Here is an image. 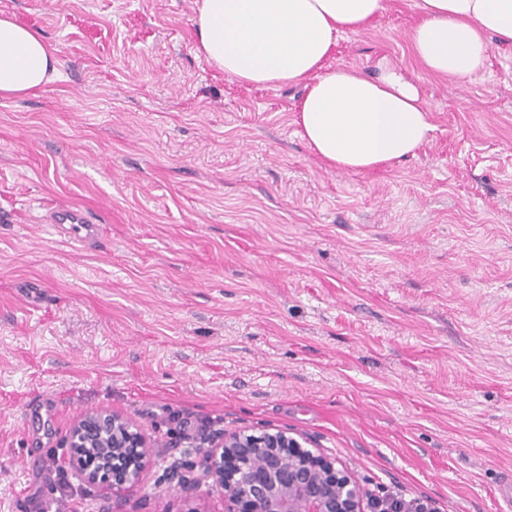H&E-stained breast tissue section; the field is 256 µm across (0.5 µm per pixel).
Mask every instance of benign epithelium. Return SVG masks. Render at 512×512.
Masks as SVG:
<instances>
[{"label":"benign epithelium","mask_w":512,"mask_h":512,"mask_svg":"<svg viewBox=\"0 0 512 512\" xmlns=\"http://www.w3.org/2000/svg\"><path fill=\"white\" fill-rule=\"evenodd\" d=\"M157 447L131 419L107 409L82 417L64 440L68 464L115 499L139 482L141 463ZM199 451L202 477H179L177 491L192 497L205 484L222 493L224 512H432L414 501L365 498L336 461L280 430L205 436Z\"/></svg>","instance_id":"7a95c632"}]
</instances>
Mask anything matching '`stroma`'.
I'll return each instance as SVG.
<instances>
[{
    "label": "stroma",
    "mask_w": 512,
    "mask_h": 512,
    "mask_svg": "<svg viewBox=\"0 0 512 512\" xmlns=\"http://www.w3.org/2000/svg\"><path fill=\"white\" fill-rule=\"evenodd\" d=\"M197 0H0L59 71L0 98V512H69L98 488L59 468L84 415L161 441L118 512H224L202 435L278 429L369 494L503 512L512 476V46L482 77L427 72L416 0H385L334 68L387 59L434 131L403 165L323 166L301 87L243 86L195 53ZM94 207L95 248L44 209ZM46 301L32 306V286ZM31 400L51 409L22 419Z\"/></svg>",
    "instance_id": "obj_1"
}]
</instances>
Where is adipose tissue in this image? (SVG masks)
Wrapping results in <instances>:
<instances>
[{"label":"adipose tissue","instance_id":"1","mask_svg":"<svg viewBox=\"0 0 512 512\" xmlns=\"http://www.w3.org/2000/svg\"><path fill=\"white\" fill-rule=\"evenodd\" d=\"M384 0H199L198 56L237 83L303 86L295 122L312 153L359 173L404 164L433 125L419 84L387 60L374 72L326 68L344 33H361ZM410 40L428 72L473 81L492 45H512V0H420ZM35 28L0 16V97L34 94L58 70Z\"/></svg>","mask_w":512,"mask_h":512}]
</instances>
